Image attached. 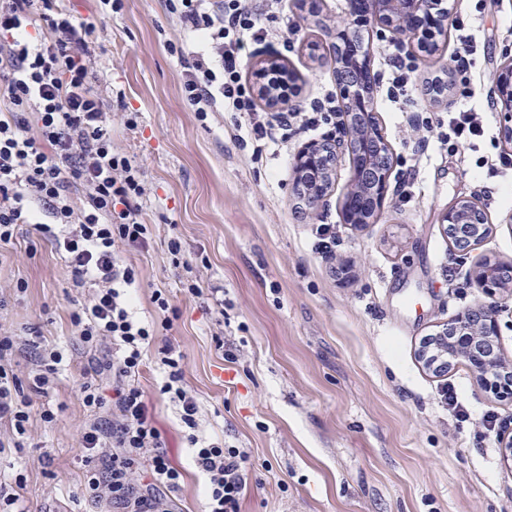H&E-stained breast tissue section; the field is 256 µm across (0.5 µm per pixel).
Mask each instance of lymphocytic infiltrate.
Wrapping results in <instances>:
<instances>
[{"label":"lymphocytic infiltrate","mask_w":512,"mask_h":512,"mask_svg":"<svg viewBox=\"0 0 512 512\" xmlns=\"http://www.w3.org/2000/svg\"><path fill=\"white\" fill-rule=\"evenodd\" d=\"M280 0H166L181 29L201 45L179 53L181 91L199 118L232 112L246 118L255 141L287 136L292 115L259 111L243 83L247 40L266 39L264 14ZM41 28L33 43L29 28ZM96 25L76 21L63 0H0V245L12 243L19 225H32L63 259L76 288L92 287L70 320L89 352L80 398L91 418L81 461L84 490L117 512H173L184 468L147 413L138 378L154 329L132 312L134 267L119 246L144 248L152 235L142 199L144 172L112 146V118L92 86L91 47ZM85 190L75 203L74 188ZM30 351V383H22L14 359ZM160 387L179 411L191 462L203 477L204 512H239L248 484L245 448L197 433L201 406L185 382L184 356L173 343L159 348ZM64 355L43 344L0 332V452L24 447L35 397L55 388ZM112 381L104 396L100 378Z\"/></svg>","instance_id":"1"}]
</instances>
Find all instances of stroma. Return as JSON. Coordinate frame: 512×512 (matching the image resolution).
<instances>
[{"mask_svg": "<svg viewBox=\"0 0 512 512\" xmlns=\"http://www.w3.org/2000/svg\"><path fill=\"white\" fill-rule=\"evenodd\" d=\"M97 20L95 90L112 114V145L144 171V210L153 230L147 249L123 248L136 269L130 293L138 317L157 322L140 382L148 415L175 461L187 468L176 512H202L203 479L189 466L179 414L158 388L157 348L178 344L185 380L202 406L199 433L250 451L240 512H512V464L499 436L512 432V397L484 391L462 362L435 376L419 363L423 337L488 297L473 276L477 257L512 263V111L492 100L495 77L512 57V0H447L467 16L479 50L470 84H449L443 102L422 94L446 73L456 36L448 29L424 52L370 23L360 33L373 88V115L392 148L391 184L418 175L410 196L394 194L372 224L346 223L349 157L336 164L333 191L308 207L293 193L294 158L309 142L335 135L338 120L292 132L255 156L249 128L231 113L199 119L181 93L176 52L183 35L165 0H116L98 19V0H66ZM348 0H286L263 21L269 37L249 43L243 79L278 62L294 75L295 95L269 112L301 108L336 92L329 27ZM401 44L411 66L415 111L388 100L387 57ZM484 115L486 134L471 148L448 140L450 110ZM138 126L127 129L123 115ZM475 198L493 226L473 256L450 246L441 218L457 200ZM336 227V258L315 249L319 225ZM180 238L204 285L224 300L186 296L167 249ZM162 291L179 310L172 327L151 302ZM0 329L38 328L63 346L68 366L57 389L38 398L26 447L0 454V481L22 478L29 512H106L84 496L80 440L87 409L77 385L88 355L71 326L74 288L51 247L23 228L0 247ZM453 388L467 410L443 401ZM52 421H44L43 410Z\"/></svg>", "mask_w": 512, "mask_h": 512, "instance_id": "1", "label": "stroma"}]
</instances>
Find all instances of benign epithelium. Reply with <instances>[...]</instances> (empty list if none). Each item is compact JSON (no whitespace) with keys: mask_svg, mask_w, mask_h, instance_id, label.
<instances>
[{"mask_svg":"<svg viewBox=\"0 0 512 512\" xmlns=\"http://www.w3.org/2000/svg\"><path fill=\"white\" fill-rule=\"evenodd\" d=\"M360 3L371 10L368 20L421 44L427 40L436 41L445 31L451 16L449 10L441 17L435 16L432 0H360ZM495 86L501 102L512 109V61L501 68ZM340 93L346 102L354 101L362 110H371V93L358 96L349 86L341 87ZM358 116L357 112L344 114L338 136L322 144H307L295 156L296 189L306 203L318 204L328 200L338 158L353 155L354 150L367 140L389 147L378 128L363 122ZM317 158L323 159L325 182L318 181L312 187L299 175ZM390 176L388 171L381 181L375 182L368 165H359L351 170L344 195L347 223L370 224L378 218L389 194ZM442 229L452 247L467 255L481 244L492 224L483 207L472 199L463 198L443 215ZM474 271L478 285L490 296L499 290L512 288V264H501L485 257L476 264ZM496 336L493 306L481 304L442 324L439 331L425 340L419 354L423 364L437 374L447 371L459 360L465 361L487 389L499 394H512V366L502 364Z\"/></svg>","mask_w":512,"mask_h":512,"instance_id":"benign-epithelium-1","label":"benign epithelium"}]
</instances>
